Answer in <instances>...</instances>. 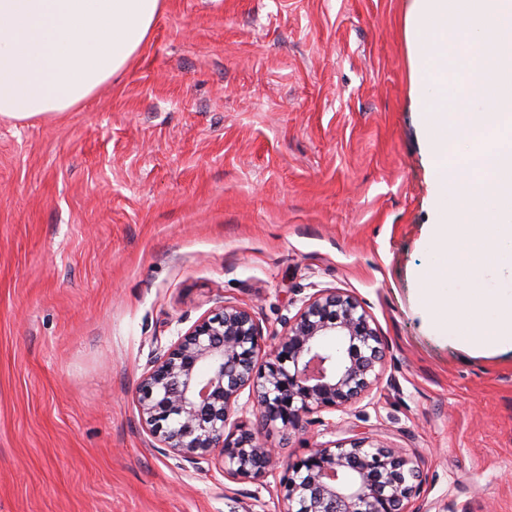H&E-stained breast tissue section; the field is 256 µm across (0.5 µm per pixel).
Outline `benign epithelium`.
<instances>
[{
  "instance_id": "obj_1",
  "label": "benign epithelium",
  "mask_w": 512,
  "mask_h": 512,
  "mask_svg": "<svg viewBox=\"0 0 512 512\" xmlns=\"http://www.w3.org/2000/svg\"><path fill=\"white\" fill-rule=\"evenodd\" d=\"M328 336L342 351L326 345ZM263 339L251 309L225 304L156 357L140 382L138 404L144 427L164 450L193 464L214 460L231 479L258 478L278 460L271 433L296 429L313 413L346 411L379 378L382 336L345 292L310 296L262 361ZM246 388L257 430L235 417ZM285 470L287 512H417V460L369 436L315 448Z\"/></svg>"
}]
</instances>
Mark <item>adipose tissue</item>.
Instances as JSON below:
<instances>
[{
    "instance_id": "adipose-tissue-1",
    "label": "adipose tissue",
    "mask_w": 512,
    "mask_h": 512,
    "mask_svg": "<svg viewBox=\"0 0 512 512\" xmlns=\"http://www.w3.org/2000/svg\"><path fill=\"white\" fill-rule=\"evenodd\" d=\"M160 0H0V117L59 114L125 69Z\"/></svg>"
}]
</instances>
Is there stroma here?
<instances>
[{"label": "stroma", "instance_id": "35a3bbf8", "mask_svg": "<svg viewBox=\"0 0 512 512\" xmlns=\"http://www.w3.org/2000/svg\"><path fill=\"white\" fill-rule=\"evenodd\" d=\"M413 0H162L126 69L67 112L0 118V512H284L159 448L138 386L231 302L266 346L325 288L384 340L369 395L271 442L417 457L418 512H512V353L436 336L418 290L445 207Z\"/></svg>", "mask_w": 512, "mask_h": 512}]
</instances>
